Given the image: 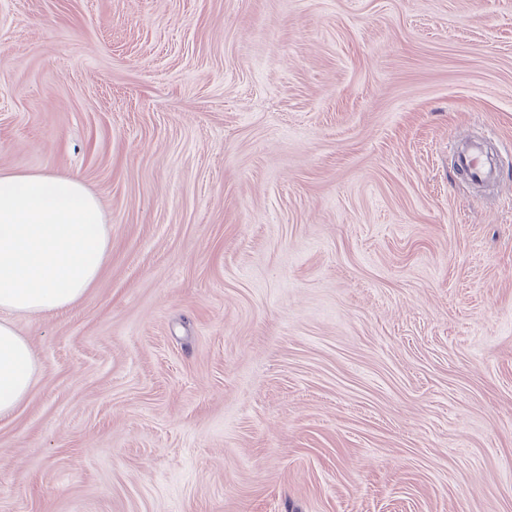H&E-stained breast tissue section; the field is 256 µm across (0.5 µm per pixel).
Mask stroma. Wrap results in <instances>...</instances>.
I'll list each match as a JSON object with an SVG mask.
<instances>
[{
	"label": "stroma",
	"mask_w": 512,
	"mask_h": 512,
	"mask_svg": "<svg viewBox=\"0 0 512 512\" xmlns=\"http://www.w3.org/2000/svg\"><path fill=\"white\" fill-rule=\"evenodd\" d=\"M0 171L112 240L0 512H512V0H0ZM457 166L466 169L472 181L483 182L493 176L492 168L477 153L460 154Z\"/></svg>",
	"instance_id": "1"
}]
</instances>
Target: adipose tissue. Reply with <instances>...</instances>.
<instances>
[{"instance_id": "adipose-tissue-1", "label": "adipose tissue", "mask_w": 512, "mask_h": 512, "mask_svg": "<svg viewBox=\"0 0 512 512\" xmlns=\"http://www.w3.org/2000/svg\"><path fill=\"white\" fill-rule=\"evenodd\" d=\"M110 251L100 196L80 177L0 172V418L23 402L36 372L12 315L82 302Z\"/></svg>"}]
</instances>
